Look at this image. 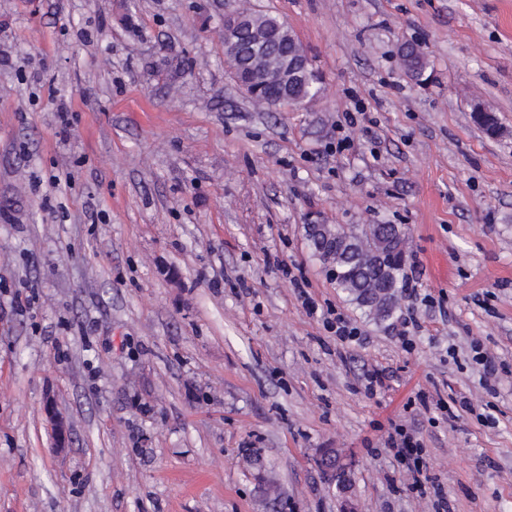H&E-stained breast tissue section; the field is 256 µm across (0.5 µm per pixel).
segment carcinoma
I'll list each match as a JSON object with an SVG mask.
<instances>
[{"label":"carcinoma","instance_id":"cac0c4a2","mask_svg":"<svg viewBox=\"0 0 512 512\" xmlns=\"http://www.w3.org/2000/svg\"><path fill=\"white\" fill-rule=\"evenodd\" d=\"M280 20L270 14L244 13L241 25L245 32L263 30L271 33ZM406 71L419 79L427 68V55L419 44L402 48ZM299 100H312L321 95V83L296 80L289 89ZM278 87L272 80L260 84L253 99L276 105ZM473 121L489 136L501 134L502 124L494 109L476 106ZM405 237L396 224H370L359 231L342 224L320 225V239L313 241L314 255L333 273L336 287L377 321L393 317L396 298L404 279Z\"/></svg>","mask_w":512,"mask_h":512}]
</instances>
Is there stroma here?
Returning <instances> with one entry per match:
<instances>
[{"label":"stroma","instance_id":"obj_1","mask_svg":"<svg viewBox=\"0 0 512 512\" xmlns=\"http://www.w3.org/2000/svg\"><path fill=\"white\" fill-rule=\"evenodd\" d=\"M243 10L296 34L313 106L231 79L224 16ZM308 224L403 225L415 294L368 317ZM396 423L425 448V493ZM325 448L351 461L348 493ZM437 487L451 512H512V0H0V512H433ZM402 59L406 71L414 78L419 79L427 68V55L419 44H407L402 48ZM473 121L488 135L495 137L501 134L502 124L494 109L475 106L472 111ZM327 315L330 317L324 318V327L333 332L340 341H353L360 335L358 328L353 327L342 313L330 308L327 310ZM331 316L334 317L331 318ZM394 433H390L391 444L397 449V456L405 463L407 469L413 474L412 489L422 487L419 475L423 472L424 448L421 447L419 440L405 431L402 424H393ZM398 437V438H397ZM320 467L327 480L343 482L351 464L336 457L333 448H325L320 456Z\"/></svg>","mask_w":512,"mask_h":512}]
</instances>
